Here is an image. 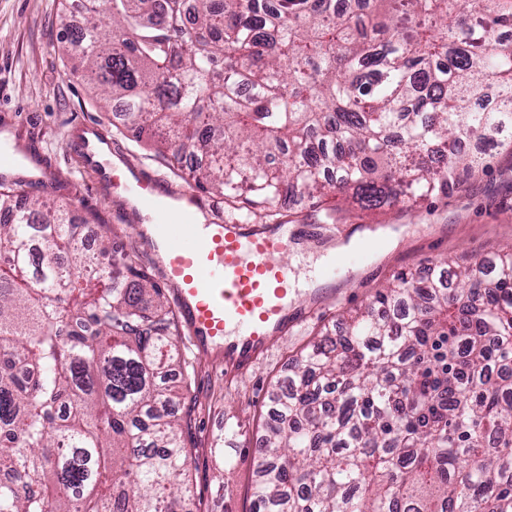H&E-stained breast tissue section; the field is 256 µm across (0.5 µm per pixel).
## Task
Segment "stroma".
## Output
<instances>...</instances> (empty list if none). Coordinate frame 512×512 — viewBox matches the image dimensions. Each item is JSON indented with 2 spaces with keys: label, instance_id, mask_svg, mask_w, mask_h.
<instances>
[{
  "label": "stroma",
  "instance_id": "1",
  "mask_svg": "<svg viewBox=\"0 0 512 512\" xmlns=\"http://www.w3.org/2000/svg\"><path fill=\"white\" fill-rule=\"evenodd\" d=\"M80 21L76 0H0V141L31 154L39 169L31 193L66 206L83 218L99 215L129 243L133 263L162 265L139 237L141 219L122 190L104 186L80 149L87 127L109 132L112 154L134 172L164 179L174 192L193 189L188 174H174L152 149L121 133L111 113L91 100L86 84L73 77L78 47L63 49L58 16ZM389 248L356 266L351 277L325 293L315 315L274 340L269 356L246 377L227 378L212 356L189 347L194 368L191 443L196 448L193 491L202 512H252L251 480L261 434L260 411L283 378L289 360L314 332L330 326L341 334L342 313L372 300L399 271L443 257H478L512 245V152L494 151L489 167L454 194L378 216ZM239 427L234 466L222 469L214 449L224 445L225 425Z\"/></svg>",
  "mask_w": 512,
  "mask_h": 512
}]
</instances>
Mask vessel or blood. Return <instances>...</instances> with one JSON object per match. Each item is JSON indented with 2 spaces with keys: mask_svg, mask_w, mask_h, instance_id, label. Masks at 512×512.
Returning <instances> with one entry per match:
<instances>
[{
  "mask_svg": "<svg viewBox=\"0 0 512 512\" xmlns=\"http://www.w3.org/2000/svg\"><path fill=\"white\" fill-rule=\"evenodd\" d=\"M119 186L149 209L145 246L164 251L181 323L232 373L247 374L276 337L312 316L317 296L298 279L294 226L228 219L198 224L199 202L191 192H182L180 204L172 205L166 184L156 178L141 175ZM336 235L346 239L345 251L325 252L312 279L334 283L366 260L369 234L340 227Z\"/></svg>",
  "mask_w": 512,
  "mask_h": 512,
  "instance_id": "1",
  "label": "vessel or blood"
}]
</instances>
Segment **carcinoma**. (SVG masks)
<instances>
[{
	"label": "carcinoma",
	"mask_w": 512,
	"mask_h": 512,
	"mask_svg": "<svg viewBox=\"0 0 512 512\" xmlns=\"http://www.w3.org/2000/svg\"><path fill=\"white\" fill-rule=\"evenodd\" d=\"M78 69L232 218L453 194L512 146V0H101ZM0 190V512H196L193 364L163 289ZM68 328L65 334L55 326ZM254 512H512V245L402 271L278 380Z\"/></svg>",
	"instance_id": "cac0c4a2"
}]
</instances>
